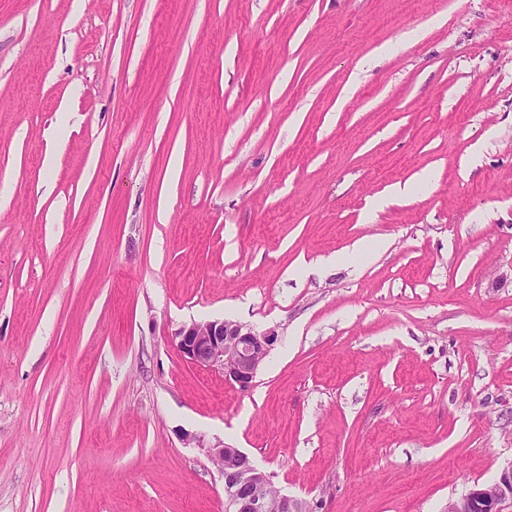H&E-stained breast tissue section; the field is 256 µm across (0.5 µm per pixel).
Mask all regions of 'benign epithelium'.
<instances>
[{"label":"benign epithelium","instance_id":"1","mask_svg":"<svg viewBox=\"0 0 512 512\" xmlns=\"http://www.w3.org/2000/svg\"><path fill=\"white\" fill-rule=\"evenodd\" d=\"M174 341L187 362L246 390L277 341V333L222 319L183 325L176 330ZM207 454L223 474L225 512H268L259 488L271 482L269 474L239 448L215 444L207 448ZM508 508H512V464L494 482L449 500L445 512H506Z\"/></svg>","mask_w":512,"mask_h":512}]
</instances>
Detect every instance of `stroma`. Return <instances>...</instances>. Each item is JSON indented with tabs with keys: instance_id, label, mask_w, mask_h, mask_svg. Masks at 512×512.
Returning a JSON list of instances; mask_svg holds the SVG:
<instances>
[{
	"instance_id": "1",
	"label": "stroma",
	"mask_w": 512,
	"mask_h": 512,
	"mask_svg": "<svg viewBox=\"0 0 512 512\" xmlns=\"http://www.w3.org/2000/svg\"><path fill=\"white\" fill-rule=\"evenodd\" d=\"M217 443L311 512L512 463V0H0V512H224ZM274 330L259 332L235 321L191 322L176 330L174 341L189 363L221 374L246 390L277 341Z\"/></svg>"
}]
</instances>
